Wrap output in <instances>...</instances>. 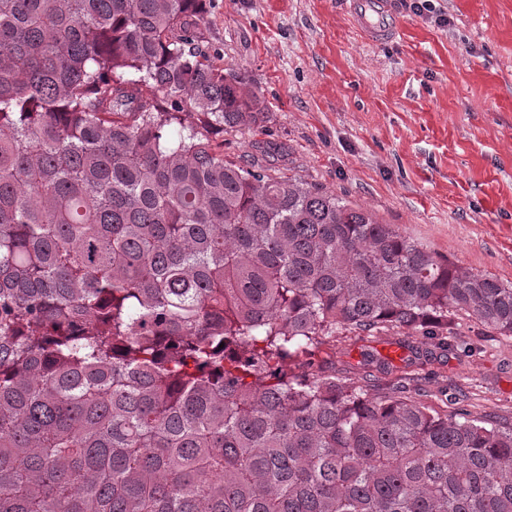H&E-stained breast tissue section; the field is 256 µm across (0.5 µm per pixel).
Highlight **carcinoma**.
Here are the masks:
<instances>
[{
  "instance_id": "cac0c4a2",
  "label": "carcinoma",
  "mask_w": 512,
  "mask_h": 512,
  "mask_svg": "<svg viewBox=\"0 0 512 512\" xmlns=\"http://www.w3.org/2000/svg\"><path fill=\"white\" fill-rule=\"evenodd\" d=\"M204 9L0 0V512H512V423L286 366L512 336V284L224 157Z\"/></svg>"
}]
</instances>
